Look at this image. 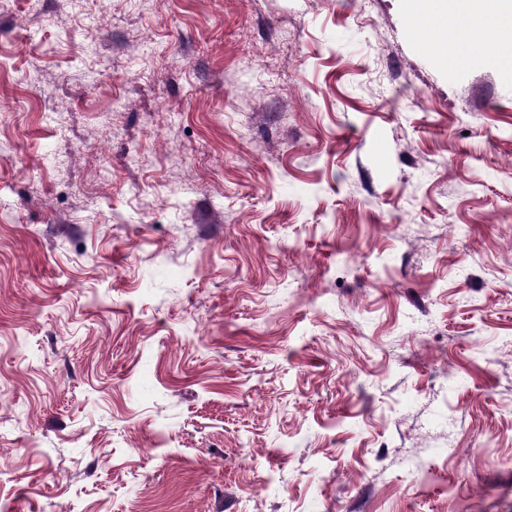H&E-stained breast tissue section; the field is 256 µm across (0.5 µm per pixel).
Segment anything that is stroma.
I'll return each instance as SVG.
<instances>
[{
	"label": "stroma",
	"mask_w": 512,
	"mask_h": 512,
	"mask_svg": "<svg viewBox=\"0 0 512 512\" xmlns=\"http://www.w3.org/2000/svg\"><path fill=\"white\" fill-rule=\"evenodd\" d=\"M492 42L411 0L0 11V512H512Z\"/></svg>",
	"instance_id": "stroma-1"
}]
</instances>
